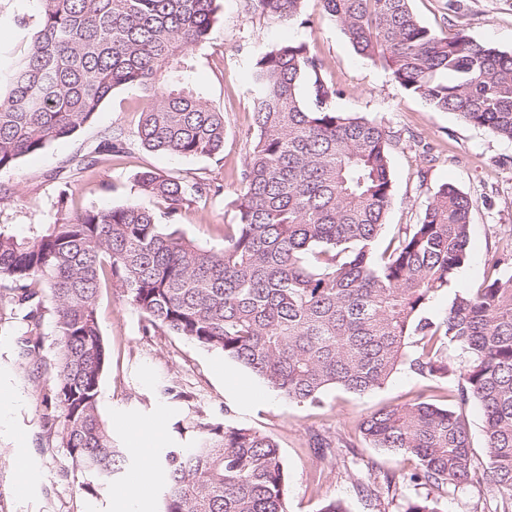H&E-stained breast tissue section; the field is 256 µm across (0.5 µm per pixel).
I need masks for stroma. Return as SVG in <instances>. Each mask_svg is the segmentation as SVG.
Returning a JSON list of instances; mask_svg holds the SVG:
<instances>
[{
    "label": "stroma",
    "mask_w": 512,
    "mask_h": 512,
    "mask_svg": "<svg viewBox=\"0 0 512 512\" xmlns=\"http://www.w3.org/2000/svg\"><path fill=\"white\" fill-rule=\"evenodd\" d=\"M411 8L435 32L459 33L512 52V0H412ZM37 9V0H0V61L20 54L27 45L14 16H30ZM303 15L304 22L277 25L248 12L246 0H221L220 19L209 41L193 51L189 73L191 84L224 114L221 159L184 158L135 145L123 157L104 155L93 168L71 174L73 159L94 147L104 131L136 128L145 100L137 92L118 89L89 125L0 175V228L31 236L37 225L54 220L55 202L63 190L80 208L140 202L134 177L151 169L175 177L203 176L222 185L220 195L183 210L175 224L197 245L223 249L224 227L234 221L230 202L240 189V174L255 138L248 61L274 43L304 41L342 91L337 110L382 121L391 133L393 199L382 239L391 238L399 225L417 222L441 184L455 185L475 203L464 275L452 277L424 316L442 319L456 294L479 288L488 259L506 258L502 270L511 274L512 141L466 123L455 113L434 111L407 94L380 63L355 53L339 26L323 13L320 0H305ZM97 314L110 352L100 383L103 420L162 416L164 445L197 419L270 435L280 446L287 473L288 512H318L330 499L342 500L348 512H402L406 500L426 495V488L412 483L400 485L393 498L376 497L365 489L369 479L380 481L416 466L414 459L370 447L359 433L362 417L382 406L430 396L463 412L473 447H483L482 412L475 403L460 401L454 377L431 382L405 365L382 388L364 396L333 387L322 394L319 405L310 406L272 390L219 352L181 336L144 332L141 315L119 289H102ZM53 321L52 307H45L42 345L25 359L19 355L14 326H0V385L11 388L21 401L13 426H0V512H124L113 489L90 492L83 487L67 450L55 440L60 424L51 420L45 404L52 393L57 354ZM239 382L249 383L255 397L237 396ZM170 387L181 392V399L167 395ZM21 462L26 465L22 471L17 468ZM22 478L27 492L19 497L14 488ZM437 498L442 512L504 509L487 479L453 493L438 492Z\"/></svg>",
    "instance_id": "1"
}]
</instances>
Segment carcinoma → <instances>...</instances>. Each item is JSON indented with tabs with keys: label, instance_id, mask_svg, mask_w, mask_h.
<instances>
[{
	"label": "carcinoma",
	"instance_id": "obj_1",
	"mask_svg": "<svg viewBox=\"0 0 512 512\" xmlns=\"http://www.w3.org/2000/svg\"><path fill=\"white\" fill-rule=\"evenodd\" d=\"M304 0H249L260 15L296 21ZM359 56L431 108L454 112L512 141V53L422 25L410 0H321ZM219 0H39L26 53L0 75V174L22 157L89 124L118 88L147 105L132 137L108 132L76 159L121 157L131 142L182 157L224 151V113L188 79V55L208 42ZM255 140L224 225V248L205 249L140 204L78 210L60 192L57 218L33 237L0 229V322L20 328L24 355L41 336L46 290L58 355L56 432L85 489L129 468L99 412L107 362L97 297L109 281L146 322L233 359L273 390L314 404L330 387L363 395L406 360L431 378L451 375L447 345L467 354L460 400L484 417L485 468L454 410L416 399L367 415L374 448L412 457L397 482L459 490L488 477L512 500V274H493L455 296L443 319L422 316L468 259L473 200L443 184L415 224L383 251L374 244L392 203L391 139L382 122L336 110L341 91L305 42L277 44L250 64ZM138 193L176 216L221 186L143 171ZM164 449L162 512H286L287 480L276 440L251 428L196 422ZM403 512H443L426 495Z\"/></svg>",
	"mask_w": 512,
	"mask_h": 512
}]
</instances>
